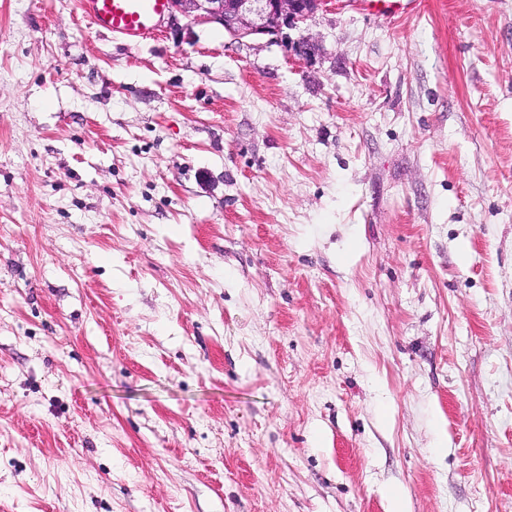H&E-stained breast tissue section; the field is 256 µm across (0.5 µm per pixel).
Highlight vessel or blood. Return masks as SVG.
I'll return each instance as SVG.
<instances>
[{
  "mask_svg": "<svg viewBox=\"0 0 512 512\" xmlns=\"http://www.w3.org/2000/svg\"><path fill=\"white\" fill-rule=\"evenodd\" d=\"M418 0H354L365 12L395 18L414 11ZM94 23L128 41L153 33L168 11L169 0H80Z\"/></svg>",
  "mask_w": 512,
  "mask_h": 512,
  "instance_id": "vessel-or-blood-1",
  "label": "vessel or blood"
}]
</instances>
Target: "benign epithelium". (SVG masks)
<instances>
[{
  "instance_id": "benign-epithelium-1",
  "label": "benign epithelium",
  "mask_w": 512,
  "mask_h": 512,
  "mask_svg": "<svg viewBox=\"0 0 512 512\" xmlns=\"http://www.w3.org/2000/svg\"><path fill=\"white\" fill-rule=\"evenodd\" d=\"M328 0H169V14L192 23H216L236 39L269 36L277 39L283 30L322 9Z\"/></svg>"
}]
</instances>
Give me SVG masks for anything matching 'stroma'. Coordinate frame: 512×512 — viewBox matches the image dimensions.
I'll use <instances>...</instances> for the list:
<instances>
[{"instance_id": "obj_1", "label": "stroma", "mask_w": 512, "mask_h": 512, "mask_svg": "<svg viewBox=\"0 0 512 512\" xmlns=\"http://www.w3.org/2000/svg\"><path fill=\"white\" fill-rule=\"evenodd\" d=\"M289 36L0 0V512H512V0Z\"/></svg>"}]
</instances>
